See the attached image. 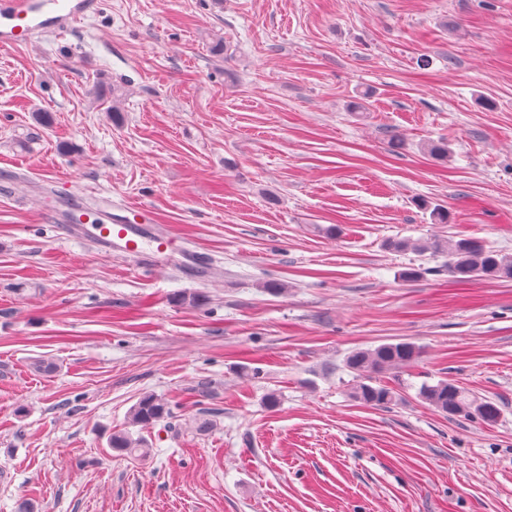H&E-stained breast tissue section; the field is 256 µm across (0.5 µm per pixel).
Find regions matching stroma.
<instances>
[{
    "label": "stroma",
    "instance_id": "35a3bbf8",
    "mask_svg": "<svg viewBox=\"0 0 512 512\" xmlns=\"http://www.w3.org/2000/svg\"><path fill=\"white\" fill-rule=\"evenodd\" d=\"M74 189L178 250L54 223ZM435 237L512 257V0H100L0 53V512H512V281L386 247ZM398 341L392 404L354 401ZM443 378L498 421L422 403ZM147 393L173 417L116 455ZM108 209H112V213ZM125 212V206L115 200L99 207L101 224H90L92 237L98 245L125 256L138 257L144 244L148 243L155 260L164 259L176 250L175 241L168 234L158 233L150 238L145 236L143 226L150 224L148 209L142 208L129 214ZM420 355V348L412 342L385 343L375 348L352 352L346 366L355 374L353 398L376 408H387L395 399L386 385H376V375L390 369L409 367ZM172 406L168 399L154 394H145L130 408L125 430L111 434L109 446L119 455L133 459L150 456L152 449L147 441L139 437L134 439L129 427L139 430L149 429L164 421L171 415Z\"/></svg>",
    "mask_w": 512,
    "mask_h": 512
}]
</instances>
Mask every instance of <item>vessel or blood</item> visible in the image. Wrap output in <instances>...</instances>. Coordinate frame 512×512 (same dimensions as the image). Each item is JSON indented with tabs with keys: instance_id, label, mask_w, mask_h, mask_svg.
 I'll use <instances>...</instances> for the list:
<instances>
[{
	"instance_id": "vessel-or-blood-1",
	"label": "vessel or blood",
	"mask_w": 512,
	"mask_h": 512,
	"mask_svg": "<svg viewBox=\"0 0 512 512\" xmlns=\"http://www.w3.org/2000/svg\"><path fill=\"white\" fill-rule=\"evenodd\" d=\"M98 5L99 0H0V52L29 44L45 32L67 33L95 14ZM99 215L92 236L108 250L137 257L147 247L159 260L176 249L167 234L145 236L144 226L150 221L147 209L130 212L121 202L112 200Z\"/></svg>"
}]
</instances>
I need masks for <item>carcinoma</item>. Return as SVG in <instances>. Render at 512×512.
<instances>
[{
	"label": "carcinoma",
	"instance_id": "cac0c4a2",
	"mask_svg": "<svg viewBox=\"0 0 512 512\" xmlns=\"http://www.w3.org/2000/svg\"><path fill=\"white\" fill-rule=\"evenodd\" d=\"M387 246L397 252L413 250L418 253L430 251L444 254L448 256V272L465 281L512 279V257L488 248L478 238L457 241L435 239L424 243L397 239L388 242ZM419 355L420 348L408 341L385 343L375 348L352 352L346 359V366L357 379L352 388L353 398L371 407H389L395 399L393 391L376 383V375L390 369L408 367ZM417 395L437 411L453 418L463 417L492 423L500 416L497 403L475 400L464 387L452 379H441L434 384L424 383L419 387ZM171 411L172 406L168 399L154 394L143 395L129 410L127 429L111 434L110 448L133 459L150 456V445L142 437L133 438L129 428H152L167 419ZM216 425V414L208 410L197 412L191 421V429L198 435L208 433Z\"/></svg>",
	"mask_w": 512,
	"mask_h": 512
}]
</instances>
